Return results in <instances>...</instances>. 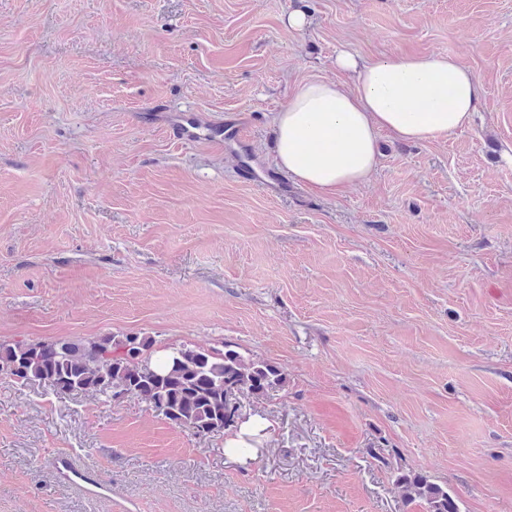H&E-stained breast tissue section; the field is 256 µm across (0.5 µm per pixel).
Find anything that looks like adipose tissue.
I'll return each instance as SVG.
<instances>
[{
  "instance_id": "1",
  "label": "adipose tissue",
  "mask_w": 512,
  "mask_h": 512,
  "mask_svg": "<svg viewBox=\"0 0 512 512\" xmlns=\"http://www.w3.org/2000/svg\"><path fill=\"white\" fill-rule=\"evenodd\" d=\"M336 67L350 89L300 85L275 118V165L321 195L365 182L378 165L381 132L412 143L467 128L480 87L455 57L397 54L367 59L346 51Z\"/></svg>"
}]
</instances>
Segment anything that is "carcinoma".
<instances>
[{"label":"carcinoma","mask_w":512,"mask_h":512,"mask_svg":"<svg viewBox=\"0 0 512 512\" xmlns=\"http://www.w3.org/2000/svg\"><path fill=\"white\" fill-rule=\"evenodd\" d=\"M153 340L146 336H106L85 344L62 340L0 343V372L22 383L45 382L59 395L93 392L148 400L172 423L196 435L234 427L232 396L241 390L262 396L286 383L283 370L224 348L170 347L162 366L153 365ZM407 503L424 501L429 512H459L448 491L422 473L397 478Z\"/></svg>","instance_id":"carcinoma-1"}]
</instances>
